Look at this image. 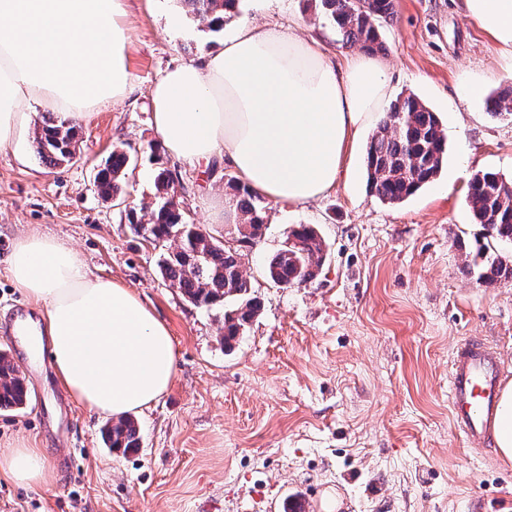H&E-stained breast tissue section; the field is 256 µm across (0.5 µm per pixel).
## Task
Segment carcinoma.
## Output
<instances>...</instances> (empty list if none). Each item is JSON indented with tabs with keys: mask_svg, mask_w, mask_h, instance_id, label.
Returning a JSON list of instances; mask_svg holds the SVG:
<instances>
[{
	"mask_svg": "<svg viewBox=\"0 0 512 512\" xmlns=\"http://www.w3.org/2000/svg\"><path fill=\"white\" fill-rule=\"evenodd\" d=\"M240 0H183L189 12L207 24L212 32L224 27L226 15L237 11ZM323 18L336 28L345 44L358 45L369 53L385 50L380 24L395 16V0H318ZM512 85L486 99L493 116L509 113ZM76 130L55 118H47L38 129L35 150L41 162L57 167L74 155ZM132 148L116 146L98 170L94 186L103 198L122 192V178L131 161ZM155 186L157 201L149 207L148 225L133 220L136 234L151 239L160 248L158 269L169 286L179 290L197 308L224 309V347L230 349L249 328L262 309L261 299L252 292L244 275L243 247L265 227L262 199L242 182L229 178L226 186L240 212L235 247L199 234L198 226L187 222L184 213L168 197L173 172L164 166L157 150ZM445 158V134L436 112L412 93L400 94L390 103L366 148V166L371 193L387 204H398L432 182ZM467 199L475 223L483 225L487 237L512 244V177L485 172L468 185ZM328 255L327 244L312 225L300 224L290 230L284 245L265 264L267 278L281 287L302 286L318 276ZM470 273L486 283L512 282V260L490 243L478 245L467 263ZM27 390L24 379L8 354L0 353V409L23 405ZM104 440L115 452L140 448L139 428L134 419L123 417L108 424Z\"/></svg>",
	"mask_w": 512,
	"mask_h": 512,
	"instance_id": "cac0c4a2",
	"label": "carcinoma"
}]
</instances>
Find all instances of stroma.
Masks as SVG:
<instances>
[{"instance_id": "35a3bbf8", "label": "stroma", "mask_w": 512, "mask_h": 512, "mask_svg": "<svg viewBox=\"0 0 512 512\" xmlns=\"http://www.w3.org/2000/svg\"><path fill=\"white\" fill-rule=\"evenodd\" d=\"M181 27L169 28L171 17ZM134 90L77 119L73 159L41 163L34 139L47 110H31L17 152L0 153V322L24 302L8 273L19 235L65 241L90 275L131 288L168 328L174 379L133 418L136 454H113L106 416L61 386L26 340L7 350L29 392L27 405L0 412V450L27 440L44 451L49 485L0 478V512H512V460L494 447L473 454L453 426L448 371L460 339L497 348L512 382V283L485 285L466 271L465 247L483 239L466 199L478 173L512 177V116H491L484 96L512 83L500 46L467 18L461 0H396L383 25L391 96L415 93L438 112L447 160L436 180L402 204L367 187L371 130L349 149L329 194L304 205L268 203L263 237L245 259L264 308L232 351L221 342L223 312L186 302L157 269L158 252L127 213L155 200L158 142L149 88L175 66L200 61L243 23L313 36L337 61L343 45L313 0H242L214 33L179 0H126ZM482 96L461 102L465 83ZM138 148L121 200L98 195L94 179L112 149ZM170 189L190 223L221 240L210 201L226 196L235 170L167 157ZM299 224L316 225L331 254L317 278L282 288L263 275L267 258Z\"/></svg>"}]
</instances>
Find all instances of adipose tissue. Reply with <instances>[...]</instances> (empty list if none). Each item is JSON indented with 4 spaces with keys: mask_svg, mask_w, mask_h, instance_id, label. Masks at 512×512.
<instances>
[{
    "mask_svg": "<svg viewBox=\"0 0 512 512\" xmlns=\"http://www.w3.org/2000/svg\"><path fill=\"white\" fill-rule=\"evenodd\" d=\"M125 0H0V152L32 105L60 120L89 116L131 92ZM466 14L512 61V0H463ZM162 150L191 164L223 158L253 191L304 204L335 188L344 151L377 123L389 99L386 67L356 54L329 60L317 40L248 25L201 61L149 90ZM17 290L43 303L56 373L88 410L122 417L170 386L176 354L166 327L135 293L86 272L56 238L29 233L13 247ZM0 476L47 485L40 449L0 452Z\"/></svg>",
    "mask_w": 512,
    "mask_h": 512,
    "instance_id": "ef3b65f1",
    "label": "adipose tissue"
}]
</instances>
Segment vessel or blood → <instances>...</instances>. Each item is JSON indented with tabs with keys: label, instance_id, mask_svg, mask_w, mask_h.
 <instances>
[{
	"label": "vessel or blood",
	"instance_id": "1",
	"mask_svg": "<svg viewBox=\"0 0 512 512\" xmlns=\"http://www.w3.org/2000/svg\"><path fill=\"white\" fill-rule=\"evenodd\" d=\"M504 364L482 340L463 339L449 367L448 397L455 428L469 446L485 443L496 416Z\"/></svg>",
	"mask_w": 512,
	"mask_h": 512
}]
</instances>
